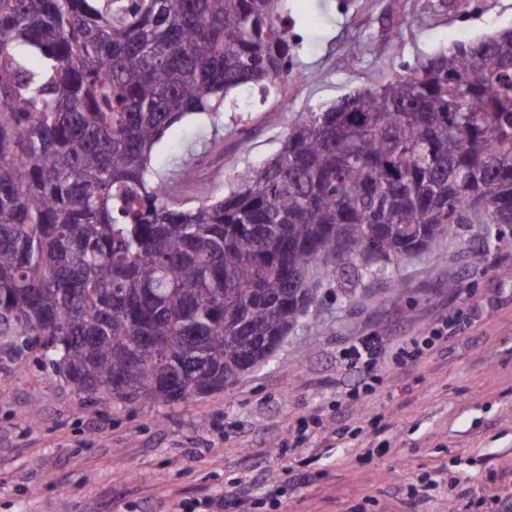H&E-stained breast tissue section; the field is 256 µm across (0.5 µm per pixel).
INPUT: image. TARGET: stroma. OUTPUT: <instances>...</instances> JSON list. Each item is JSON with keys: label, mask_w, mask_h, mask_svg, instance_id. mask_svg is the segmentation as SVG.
<instances>
[{"label": "stroma", "mask_w": 512, "mask_h": 512, "mask_svg": "<svg viewBox=\"0 0 512 512\" xmlns=\"http://www.w3.org/2000/svg\"><path fill=\"white\" fill-rule=\"evenodd\" d=\"M509 27L512 0H288L301 80L283 93L231 94L218 129L186 116L153 163L166 172L221 134L224 155L200 193L222 197L302 113L455 40ZM481 232L470 226L405 257L350 300L325 283L316 327L300 324L224 390L172 407L103 404L1 336L0 512H212L211 502L241 489L244 512H456L461 474L466 512H496V494L512 485V244L474 258ZM475 306L474 327L403 361L397 344ZM362 336L384 344L368 393L357 392L343 354ZM300 471L308 483L294 480Z\"/></svg>", "instance_id": "stroma-1"}]
</instances>
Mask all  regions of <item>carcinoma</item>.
<instances>
[{
	"mask_svg": "<svg viewBox=\"0 0 512 512\" xmlns=\"http://www.w3.org/2000/svg\"><path fill=\"white\" fill-rule=\"evenodd\" d=\"M96 2L0 0V336L75 391L209 395L314 323L324 281L351 298L374 261L463 224L487 227L476 256L512 232V28L302 114L226 196L182 208L210 158L154 182L153 149L297 78L286 0Z\"/></svg>",
	"mask_w": 512,
	"mask_h": 512,
	"instance_id": "obj_1",
	"label": "carcinoma"
}]
</instances>
